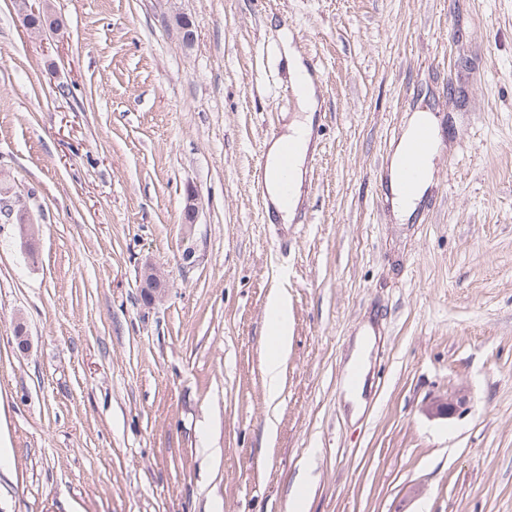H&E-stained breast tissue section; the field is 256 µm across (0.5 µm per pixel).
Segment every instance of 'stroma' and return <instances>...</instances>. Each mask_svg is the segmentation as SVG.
I'll return each instance as SVG.
<instances>
[{"label":"stroma","mask_w":512,"mask_h":512,"mask_svg":"<svg viewBox=\"0 0 512 512\" xmlns=\"http://www.w3.org/2000/svg\"><path fill=\"white\" fill-rule=\"evenodd\" d=\"M282 28L320 102L290 224L254 183L297 110ZM418 111L441 150L402 222L380 182ZM0 189L33 221L0 223V512H287L302 469L307 512H512V0H0ZM166 282L151 265H145L140 271V291L143 301L150 305L162 297ZM267 313L273 323L274 336L267 354V392L270 399L274 400L280 390L282 357L288 350V301L280 295L272 296L268 302ZM367 337L369 336H358L356 348L347 365L352 376H357L353 384L347 387L345 391V399L351 403L353 416L361 414L365 407V401L363 400L365 376L367 374L365 354L370 349Z\"/></svg>","instance_id":"stroma-1"}]
</instances>
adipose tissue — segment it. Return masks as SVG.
<instances>
[{
	"label": "adipose tissue",
	"instance_id": "adipose-tissue-1",
	"mask_svg": "<svg viewBox=\"0 0 512 512\" xmlns=\"http://www.w3.org/2000/svg\"><path fill=\"white\" fill-rule=\"evenodd\" d=\"M289 73L297 98L299 115L292 118L280 140L274 141L267 152L262 171V179L268 198L282 222L291 221L302 202L305 180V162L312 143L314 115L319 108L316 83L307 70L302 58L294 49H287ZM293 141L295 154L292 159L294 191L290 199H282L278 184V170L281 146L285 141ZM267 313L273 323L274 341L267 354L266 378L270 398H277L281 384L282 357L288 349L289 324L288 302L279 295L268 302Z\"/></svg>",
	"mask_w": 512,
	"mask_h": 512
}]
</instances>
